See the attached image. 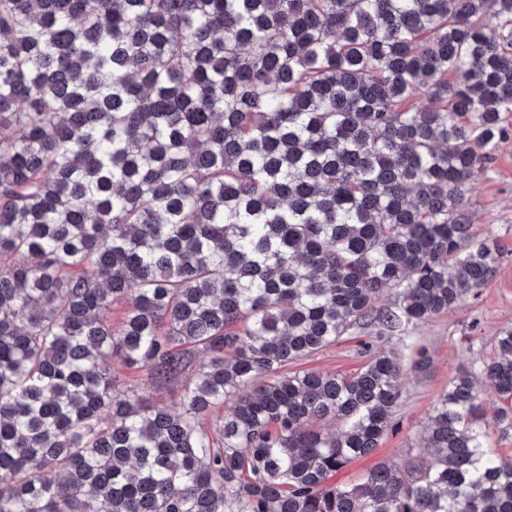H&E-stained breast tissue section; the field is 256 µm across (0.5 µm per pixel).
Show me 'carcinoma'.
<instances>
[{"label":"carcinoma","mask_w":512,"mask_h":512,"mask_svg":"<svg viewBox=\"0 0 512 512\" xmlns=\"http://www.w3.org/2000/svg\"><path fill=\"white\" fill-rule=\"evenodd\" d=\"M511 113L512 0H0V512H512L470 370L339 485L402 359L289 370L478 297ZM480 374L511 431L512 328ZM112 373H114L116 376H120L121 379L125 381L135 380V383L139 386V390L143 392V394L153 396L154 399H164L166 401H170L178 393V389L159 392L150 384L143 373L126 371L120 365L113 362Z\"/></svg>","instance_id":"obj_1"}]
</instances>
